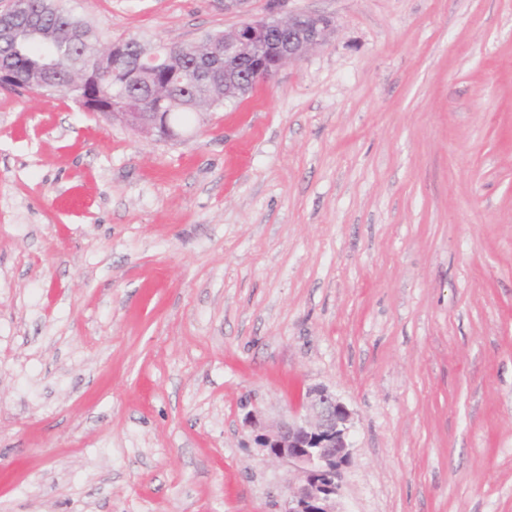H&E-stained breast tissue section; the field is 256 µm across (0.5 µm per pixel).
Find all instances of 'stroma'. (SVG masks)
Returning a JSON list of instances; mask_svg holds the SVG:
<instances>
[{
	"label": "stroma",
	"mask_w": 512,
	"mask_h": 512,
	"mask_svg": "<svg viewBox=\"0 0 512 512\" xmlns=\"http://www.w3.org/2000/svg\"><path fill=\"white\" fill-rule=\"evenodd\" d=\"M65 5L336 31L172 141L0 90V512H278L254 425L314 386L337 512H512V0Z\"/></svg>",
	"instance_id": "stroma-1"
}]
</instances>
